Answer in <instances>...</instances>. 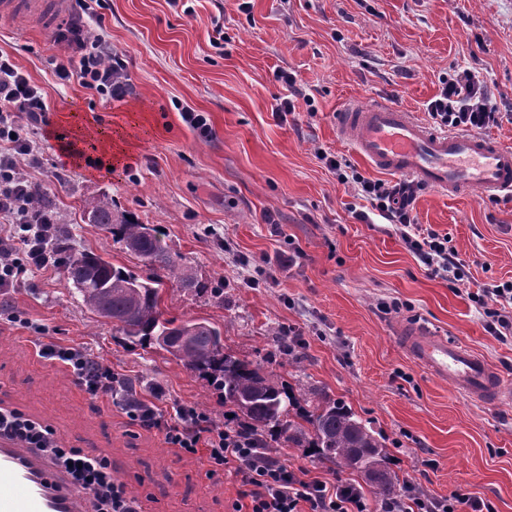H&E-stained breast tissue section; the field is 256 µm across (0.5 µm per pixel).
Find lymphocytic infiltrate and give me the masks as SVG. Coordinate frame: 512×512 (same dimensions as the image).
Instances as JSON below:
<instances>
[{
    "label": "lymphocytic infiltrate",
    "instance_id": "f902f5d3",
    "mask_svg": "<svg viewBox=\"0 0 512 512\" xmlns=\"http://www.w3.org/2000/svg\"><path fill=\"white\" fill-rule=\"evenodd\" d=\"M74 9L73 19L56 34L69 49L56 61V77L63 82L78 80L107 100L124 101L133 88L122 55L113 53L102 36L91 35L87 0H75ZM426 110L435 126L450 131H482L499 125L501 119L485 81L469 69L443 79ZM47 112L40 88L9 57L0 55V215L8 219L0 228V292L16 287L30 272L58 273L65 265L50 249L48 218L29 206L36 185L23 173L24 166L39 163L38 147L24 136L23 126L47 124ZM319 158L340 183L352 185L380 217L396 227L429 276L464 285L463 263L451 236L416 222L413 182L368 179L344 169L335 156L323 152ZM467 298L482 309L493 335H512V280L479 287ZM10 319L32 333L38 356L69 371L90 401L116 397L123 380L111 366L91 364L83 347L57 342L45 325L22 313H12ZM159 396L155 390L150 397L126 404L129 420L161 432L177 453L194 455L206 449L208 477L227 472L238 477L239 500L233 512H494L491 502L470 494L455 491L445 498H432L411 482L394 501L373 506L359 485L310 477L308 470L258 450L243 428L217 426L196 406L178 403L173 416H166L155 403ZM0 435L43 452L67 470L74 483L92 495L97 512H139L137 497L113 481L104 458L64 447L50 426L15 411L6 418L0 416Z\"/></svg>",
    "mask_w": 512,
    "mask_h": 512
}]
</instances>
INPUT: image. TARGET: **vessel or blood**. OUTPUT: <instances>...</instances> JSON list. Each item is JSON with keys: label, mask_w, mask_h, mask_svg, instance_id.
Returning <instances> with one entry per match:
<instances>
[{"label": "vessel or blood", "mask_w": 512, "mask_h": 512, "mask_svg": "<svg viewBox=\"0 0 512 512\" xmlns=\"http://www.w3.org/2000/svg\"><path fill=\"white\" fill-rule=\"evenodd\" d=\"M42 16L55 26L60 10L45 0H0V14ZM338 128L355 152L376 169L403 176L442 193L475 190L512 196V146L465 132H437L397 107L351 104ZM410 358L433 378L472 400H512V388L487 359L428 327L399 332ZM93 501L40 452L0 436V512H94Z\"/></svg>", "instance_id": "vessel-or-blood-1"}]
</instances>
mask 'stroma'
<instances>
[{"mask_svg":"<svg viewBox=\"0 0 512 512\" xmlns=\"http://www.w3.org/2000/svg\"><path fill=\"white\" fill-rule=\"evenodd\" d=\"M88 3L127 62L134 93L124 102L107 103L76 81L59 84L53 61L61 46L52 32L0 19V52L49 107L47 124L26 128L42 152L27 174L35 182L57 178L50 197L77 246L146 278L151 269L106 226L84 220V202L104 194L160 225L199 278L220 287L196 295L165 283L167 316L220 326L226 347L298 401L314 391L344 401L385 436L401 481L435 497L460 488L495 512H512V402L480 404L435 381L396 333L406 322L427 323L484 356L509 383L512 338L491 335L466 294L429 277L393 226L359 221L369 202L318 157L331 153L379 178L338 134L339 112L379 99L429 123L426 104L441 79L463 68L480 73L504 114L489 137L512 146V0H192L188 15L167 0ZM279 70L303 92L292 123L272 115L288 94ZM185 107L208 115L211 137L183 121ZM72 112L94 130L130 126L133 157L111 170L96 167L94 150L89 162L67 160L60 142L71 134L63 118ZM414 213L419 224L452 236L473 283L512 280V197H454L422 186ZM292 245L299 258L281 265ZM15 311L61 344L84 347L137 392L162 385V410L195 405L223 423V402L205 379L100 322L61 275L37 272L0 293V403L54 427L66 447L96 449L114 480L150 497L158 512H231L234 475L209 478L203 455L176 454L161 433L131 424L119 403L89 402L68 371L37 357L28 330L9 319ZM289 328L301 344L286 355L278 335ZM271 453L310 477L372 492L359 473L299 449L277 445Z\"/></svg>","mask_w":512,"mask_h":512,"instance_id":"1","label":"stroma"}]
</instances>
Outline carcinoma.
<instances>
[{"label": "carcinoma", "instance_id": "cac0c4a2", "mask_svg": "<svg viewBox=\"0 0 512 512\" xmlns=\"http://www.w3.org/2000/svg\"><path fill=\"white\" fill-rule=\"evenodd\" d=\"M83 215L90 224L107 226L114 242L153 270V276L141 279L99 254L75 250L56 229V243L67 249V286L84 307L127 338L163 350L204 377L233 414L224 418V426L246 427L256 436L258 447L267 449L276 443L300 448L307 456L359 473L372 466L379 472V479L371 484L378 501L400 493L399 476L389 468L385 439L344 402L317 399L298 412L295 398L272 374L224 349L219 327L206 320L165 317L161 308L165 281L173 280L180 289L197 294L217 288H208L194 268L172 251L159 227L115 209L106 195L86 200Z\"/></svg>", "mask_w": 512, "mask_h": 512}]
</instances>
